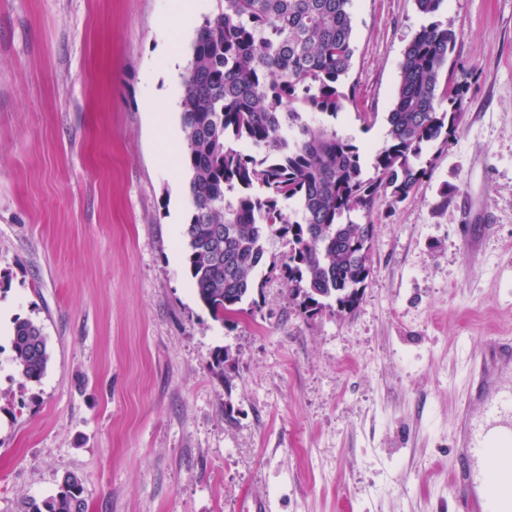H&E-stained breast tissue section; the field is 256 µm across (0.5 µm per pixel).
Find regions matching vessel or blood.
Segmentation results:
<instances>
[{"instance_id":"vessel-or-blood-1","label":"vessel or blood","mask_w":512,"mask_h":512,"mask_svg":"<svg viewBox=\"0 0 512 512\" xmlns=\"http://www.w3.org/2000/svg\"><path fill=\"white\" fill-rule=\"evenodd\" d=\"M512 363V342H498L468 362L465 379L481 402L478 419L462 415L454 444V482L461 512H512V383L499 370Z\"/></svg>"}]
</instances>
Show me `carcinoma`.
<instances>
[{
  "mask_svg": "<svg viewBox=\"0 0 512 512\" xmlns=\"http://www.w3.org/2000/svg\"><path fill=\"white\" fill-rule=\"evenodd\" d=\"M204 18L183 74V159L191 215L184 225L194 289L224 324L260 311L254 293L276 275L289 299L312 319L348 314L370 275L373 223L386 198L405 201L427 176L424 153L445 144L464 106L461 85L443 70L453 30L420 29L400 64L386 117V144L374 173L363 174L357 146L312 123L352 102L340 78L355 53L352 0H219ZM277 238V256L268 242ZM11 361L29 381L51 362L42 329L15 318ZM80 477L63 475L58 492L29 512H86Z\"/></svg>",
  "mask_w": 512,
  "mask_h": 512,
  "instance_id": "1",
  "label": "carcinoma"
}]
</instances>
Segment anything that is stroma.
Returning a JSON list of instances; mask_svg holds the SVG:
<instances>
[{
    "label": "stroma",
    "instance_id": "1",
    "mask_svg": "<svg viewBox=\"0 0 512 512\" xmlns=\"http://www.w3.org/2000/svg\"><path fill=\"white\" fill-rule=\"evenodd\" d=\"M172 6L0 0V512L68 471L87 512H457L459 413L480 414L464 367L512 337V0H352L353 100L320 126L372 159L432 23L457 35L463 116L430 175L373 213L353 313L307 319L276 279L229 324L197 299L190 175L141 108L168 95ZM18 317L52 352L37 382L11 363Z\"/></svg>",
    "mask_w": 512,
    "mask_h": 512
}]
</instances>
